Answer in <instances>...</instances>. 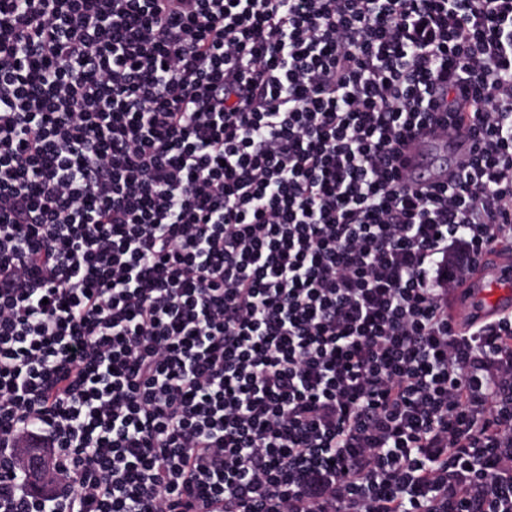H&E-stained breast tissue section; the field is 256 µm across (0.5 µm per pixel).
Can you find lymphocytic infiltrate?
<instances>
[{"instance_id": "1", "label": "lymphocytic infiltrate", "mask_w": 512, "mask_h": 512, "mask_svg": "<svg viewBox=\"0 0 512 512\" xmlns=\"http://www.w3.org/2000/svg\"><path fill=\"white\" fill-rule=\"evenodd\" d=\"M507 239L512 0H0V512H512ZM471 149L472 142L468 137L448 139L447 146L428 138L411 146L404 154V162L414 185L428 186L460 171L468 162ZM447 155L451 157L449 164ZM510 256L511 262L480 264L462 281L457 295L465 309L459 307L451 315L456 323L492 321L512 313V250L501 251L497 258Z\"/></svg>"}]
</instances>
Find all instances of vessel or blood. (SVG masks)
Here are the masks:
<instances>
[{
    "label": "vessel or blood",
    "instance_id": "1",
    "mask_svg": "<svg viewBox=\"0 0 512 512\" xmlns=\"http://www.w3.org/2000/svg\"><path fill=\"white\" fill-rule=\"evenodd\" d=\"M472 149L469 138L458 137L448 144L426 139L411 146L404 162L415 186H428L460 171ZM460 309L453 313L455 322H484L512 314V264L479 265L462 281L457 291Z\"/></svg>",
    "mask_w": 512,
    "mask_h": 512
}]
</instances>
